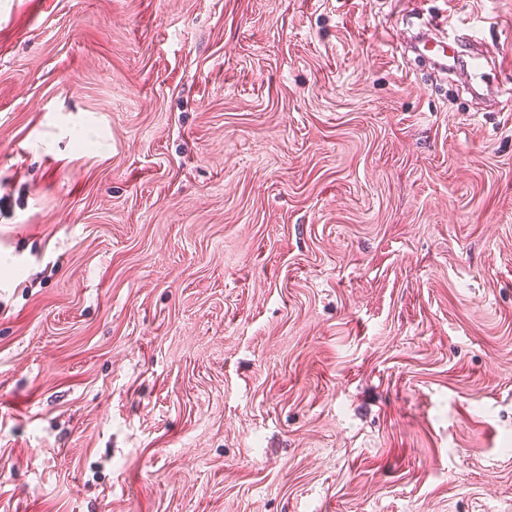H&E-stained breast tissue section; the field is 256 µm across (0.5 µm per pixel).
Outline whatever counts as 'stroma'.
<instances>
[{
	"label": "stroma",
	"instance_id": "35a3bbf8",
	"mask_svg": "<svg viewBox=\"0 0 512 512\" xmlns=\"http://www.w3.org/2000/svg\"><path fill=\"white\" fill-rule=\"evenodd\" d=\"M0 512H512V0H0ZM436 60L431 58V60L438 65V67L442 70H457L459 69L462 72H465L471 80L475 77H480L482 75L483 64L479 61L480 59H484L488 64L487 59L474 51H471L469 54V60L464 61L463 63L459 62V52L453 50L452 55H448L447 49L442 46L441 49H437L434 53Z\"/></svg>",
	"mask_w": 512,
	"mask_h": 512
}]
</instances>
